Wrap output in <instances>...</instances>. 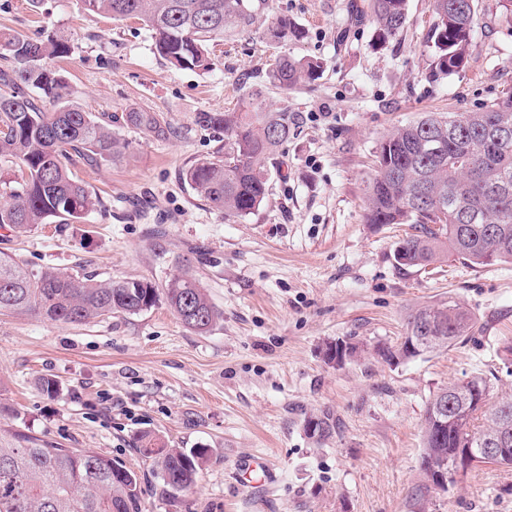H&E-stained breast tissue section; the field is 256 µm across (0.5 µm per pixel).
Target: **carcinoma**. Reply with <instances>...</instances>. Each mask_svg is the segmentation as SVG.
<instances>
[{"label": "carcinoma", "instance_id": "cac0c4a2", "mask_svg": "<svg viewBox=\"0 0 512 512\" xmlns=\"http://www.w3.org/2000/svg\"><path fill=\"white\" fill-rule=\"evenodd\" d=\"M90 14L115 20L138 19L154 34L155 53L178 68L210 71V46L224 34L243 31L253 15L243 0H80ZM431 33L433 76L462 70L478 22L476 0H433ZM375 24L379 42L397 39L408 18V0H368L356 10ZM279 43L298 39L299 29L279 17L267 30ZM67 44L36 41L10 34L0 41V159L15 167L1 192L0 228L27 233L41 224H77L94 209L96 197L72 171L73 157L99 165L123 157L129 143L112 130V117L100 119L63 100L69 94L62 77L43 61L64 57ZM321 62L279 55L268 83L288 90L319 74ZM43 92L55 109L47 111L30 91ZM196 122L224 131V155L205 159L183 171L197 197L228 217L253 213L268 195L263 160L297 134L302 113L283 106L269 109L265 89L255 87L236 112H199ZM512 126V96L475 112L426 114L386 135L376 151V175L369 186L367 224H408L413 232L397 242L394 259L402 267H425L449 257L472 267L512 263V135L496 138L500 124ZM122 125L161 137L165 126L146 109L122 115ZM188 328L206 333L221 313L205 288L180 269L163 287L136 278L114 281L53 267L34 270L0 252V313L41 316L65 324H84L117 313L137 314L159 302ZM432 337L424 347L401 343L375 349L389 364L445 351L470 337L476 326L458 301L425 306L408 320L416 335L419 323ZM477 390L480 405L456 400L448 414L433 411L429 398L423 423L417 496L422 505L429 482L457 459L512 466L509 459L481 458L478 443L496 447L499 434L512 432V396L490 400L492 383L477 374L464 379ZM312 435L328 437L332 416L312 417ZM135 448L160 464L162 493L191 489L207 459L203 448H167L149 433ZM140 478L105 455L77 448H55L16 432L0 441V512H139Z\"/></svg>", "mask_w": 512, "mask_h": 512}]
</instances>
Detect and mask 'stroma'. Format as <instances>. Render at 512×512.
I'll return each mask as SVG.
<instances>
[{"instance_id": "stroma-1", "label": "stroma", "mask_w": 512, "mask_h": 512, "mask_svg": "<svg viewBox=\"0 0 512 512\" xmlns=\"http://www.w3.org/2000/svg\"><path fill=\"white\" fill-rule=\"evenodd\" d=\"M353 0H245L254 24L213 49V70L166 63L141 21L84 12L79 0H0V33L67 40L50 60L93 115L157 113L168 134L123 127L128 154L75 170L100 204L81 224L0 229V250L30 267L92 272L163 284L183 268L222 317L197 333L158 304L86 324L0 314V438L23 428L59 448L91 450L142 477L141 512H420L422 426L440 387L482 372L496 396L512 395V263L446 261L397 268L405 224L365 223L381 138L424 112H472L512 95V22L499 0H478L470 57L432 78L427 43L432 0H409L401 36L376 42L353 22ZM285 16L304 32L284 47L264 33ZM323 63L315 81L268 87L271 108L304 121L265 159L269 192L254 213L226 218L182 178L224 147L196 122L231 112L280 53ZM454 298L476 317L467 342L398 365L375 355L396 343L419 308ZM352 338L366 351L338 366L328 343ZM54 378L56 396L39 378ZM331 414L330 437L309 418ZM171 448L210 454L195 486L162 495L142 433ZM252 459L266 471H248ZM429 512H512V466L470 468Z\"/></svg>"}]
</instances>
